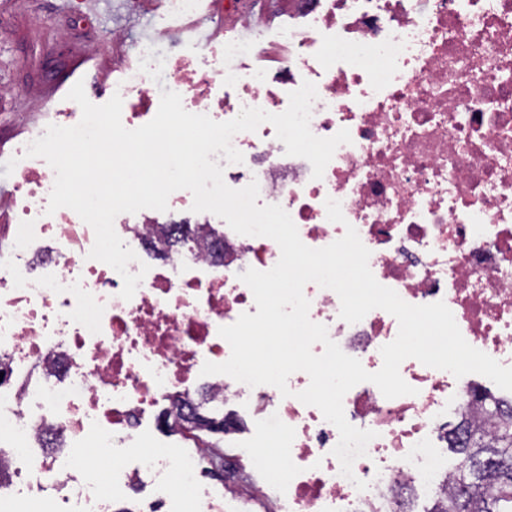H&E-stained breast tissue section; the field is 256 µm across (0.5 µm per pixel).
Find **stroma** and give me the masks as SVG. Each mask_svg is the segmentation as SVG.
<instances>
[{"label":"stroma","instance_id":"obj_1","mask_svg":"<svg viewBox=\"0 0 512 512\" xmlns=\"http://www.w3.org/2000/svg\"><path fill=\"white\" fill-rule=\"evenodd\" d=\"M87 13L72 22V0H0V86L12 94L0 103V141L22 135L49 119L54 99L83 82L94 98L95 77L112 75V31L152 33L148 15H129L122 0H82Z\"/></svg>","mask_w":512,"mask_h":512}]
</instances>
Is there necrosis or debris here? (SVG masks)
I'll return each mask as SVG.
<instances>
[{"instance_id":"obj_1","label":"necrosis or debris","mask_w":512,"mask_h":512,"mask_svg":"<svg viewBox=\"0 0 512 512\" xmlns=\"http://www.w3.org/2000/svg\"><path fill=\"white\" fill-rule=\"evenodd\" d=\"M155 24L166 45L113 33L122 62L100 94L121 95L126 128L151 121L164 91L225 122L245 107L282 113L314 83L311 132L351 135L322 178L264 123L233 137L243 163L215 154L226 185L257 182L259 204L280 205L311 248L354 227L380 284L412 305L444 302L471 346L512 367V0H162ZM27 145L11 146L0 198L15 210L13 247L0 251V512H112L115 497L145 490L148 512H252L253 483L216 493L200 478L201 454L172 453L146 431L160 401L193 388L227 407L225 447H240L242 422L258 430L231 462L274 474L276 512H400L403 494L448 478L438 454L448 414L480 419L482 384L413 358L399 371L414 394L388 399L357 384L345 417L375 437L343 476L336 427L296 397L305 372L290 375L287 397L201 373L231 355L219 327L256 314L240 275L273 268L278 244L228 228L216 262L219 218L201 212L183 244L160 252L155 210L119 214L114 228L137 255L129 271L149 267L122 299L121 276L89 256L93 229L71 209L48 212L55 172ZM330 199L343 222L328 219ZM44 246L49 259L33 265ZM304 295L344 353L381 368L394 316L375 309L350 324L333 290L310 282ZM54 440L68 454L41 450Z\"/></svg>"}]
</instances>
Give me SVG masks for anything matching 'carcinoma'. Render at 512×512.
Returning <instances> with one entry per match:
<instances>
[{"label": "carcinoma", "mask_w": 512, "mask_h": 512, "mask_svg": "<svg viewBox=\"0 0 512 512\" xmlns=\"http://www.w3.org/2000/svg\"><path fill=\"white\" fill-rule=\"evenodd\" d=\"M483 428H471L467 419L448 431V443L459 455L452 473L454 492L438 496L426 512H512V404L494 402L484 412ZM196 448H220L201 426L186 430Z\"/></svg>", "instance_id": "obj_1"}]
</instances>
